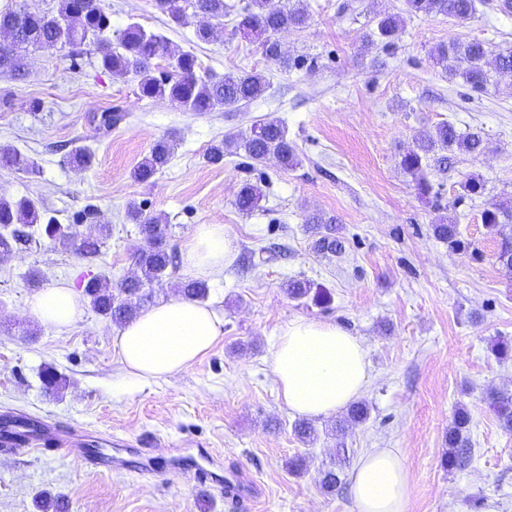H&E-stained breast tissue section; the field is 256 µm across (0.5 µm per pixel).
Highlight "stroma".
I'll return each instance as SVG.
<instances>
[{
    "mask_svg": "<svg viewBox=\"0 0 512 512\" xmlns=\"http://www.w3.org/2000/svg\"><path fill=\"white\" fill-rule=\"evenodd\" d=\"M306 2V27L279 36L291 61L285 67L234 35L231 17L215 24L210 42L199 43L194 24H171L152 0H104L113 29L136 22L163 34L193 50L203 72L265 71L269 93L231 112L200 115L140 97L133 79L112 77L89 52L73 62L59 51L25 47L27 79L0 73V146L37 164L31 174L0 170V191L38 201L63 224L96 211L78 225L82 236H97L102 224L111 228L95 255L35 235L0 257V415L47 417L133 443L154 440L157 469L149 477L105 467L91 472L53 453L0 452V512H38L39 495L67 501L70 512H236L218 492L169 467L173 449L193 456L201 447L261 487L249 512H353L349 490L327 494L320 487L322 470L336 461L337 440L328 433L336 416L314 419L317 437L302 443L271 373L276 334L296 317L336 322L369 348L371 382L362 399L370 416L346 426L350 462L370 448L398 454L410 473V512H474V499L512 512V433L487 402L489 392L512 391V360L493 352L497 341H512V273L498 264V237L481 220L492 202L512 200V90L491 84L467 94L429 55L451 41L512 47V15L481 4L464 23L408 16L393 47H368L363 38L377 13L401 12L403 0ZM34 99L40 112L29 110ZM109 110L122 113L121 123L96 130L93 116ZM272 118L285 122L297 146L295 168L273 159L251 168L238 155L220 166L205 162L215 141ZM444 122L480 129L487 139L482 156H458L445 174L426 172L461 239L481 250L479 262L435 239L438 213L398 165L399 152ZM165 138L176 142L172 161L153 185L134 181L133 168ZM82 146L94 159L79 169L66 158ZM471 175L485 191L462 196L460 183ZM247 180L264 181L267 193L262 209L250 214L234 205ZM132 200L167 217L175 252L199 224L223 225L238 249L233 264L208 280L207 303L223 317V335L160 382L129 380L115 350L118 326L91 308L64 333L26 314L35 293L27 283L31 270L46 287L137 275L131 256L140 235L125 217ZM313 214L335 218L342 255L314 251L307 222ZM262 249L273 259L261 261ZM293 278L319 284L329 302L290 299L285 284ZM48 367L65 378V389L45 390L41 373ZM460 409L471 419L474 454L467 467L451 471L442 459ZM296 457L306 464L300 475L288 469Z\"/></svg>",
    "mask_w": 512,
    "mask_h": 512,
    "instance_id": "1",
    "label": "stroma"
}]
</instances>
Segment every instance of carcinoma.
<instances>
[{"instance_id":"carcinoma-1","label":"carcinoma","mask_w":512,"mask_h":512,"mask_svg":"<svg viewBox=\"0 0 512 512\" xmlns=\"http://www.w3.org/2000/svg\"><path fill=\"white\" fill-rule=\"evenodd\" d=\"M154 7L176 25L187 23V6H192L195 16L221 21L235 13L234 31L242 38L258 43L266 59L285 66L289 60L282 53L277 35L290 29L305 27L309 20L305 0H246L233 10L225 0H153ZM404 11L410 16L443 15L459 22L474 18L476 0H404ZM402 19L397 14L377 17L374 29L365 42H375L392 47L399 39ZM112 19L103 0H61L55 12H33L17 4L0 10V72L9 71L19 80L26 78L24 57L18 54L14 42L41 50L65 52L71 61L83 54L87 47L97 55L103 69L119 78L131 77L137 82L139 95L146 99H169L192 112L200 114L216 110L236 109L263 96L270 86L260 72L226 73L222 77L201 76L197 56L181 50L161 35L147 32L133 22L116 31L111 39ZM434 64L452 82H460L479 91L490 80L512 82V48L491 54L486 43L480 40L440 43L431 51ZM164 61L161 68L157 61ZM242 150L246 158L262 163L270 157L281 166L297 165L295 143L288 138V129L280 120H268L253 125L246 134L227 136L212 145L206 154L211 165L224 163V155L231 150ZM486 150L482 132H461L450 123H442L434 131L416 139L415 147L400 154L399 166L415 182L419 198L428 199L433 185L425 171L434 168L445 172L461 154L478 157ZM174 154V144L157 141L149 154L134 169L133 177L144 184L153 183L155 175L166 167ZM0 169H17L34 172V161L22 156L15 149L0 147ZM264 197L262 186L245 181L237 195L235 205L245 213L257 208ZM128 217L138 225L141 243L132 255L134 265L141 275L131 276L120 283L118 292H112L108 276L98 275L83 282V296L98 315L123 325L139 314L149 297L144 283L161 284L169 275L174 255L167 245L168 224L165 217L145 210L142 202L131 201L127 206ZM482 223L490 229L512 223V205L492 203L482 212ZM307 223L315 226L313 247L323 254L340 255L344 242L336 236V225L320 216H312ZM35 227L40 234L64 247L94 255L102 240L110 235L107 224L100 225V238L79 237L75 224H58L44 219L35 201L27 198H10L0 192V255L13 251L19 240L13 235L17 226ZM433 235L453 251H471L480 256L478 249L459 238L457 225L445 216L432 224ZM496 260L503 268L512 271V235L502 236L497 243ZM288 297L295 300L312 298L315 302L328 300L327 293L312 287L311 283L291 280L287 284ZM181 295L191 301L208 299L209 286L200 279H188L181 285ZM490 407L507 432H512V394L492 392L488 395ZM470 417L459 410L448 428V451L444 464L448 469L465 467L473 456L469 446L467 428Z\"/></svg>"}]
</instances>
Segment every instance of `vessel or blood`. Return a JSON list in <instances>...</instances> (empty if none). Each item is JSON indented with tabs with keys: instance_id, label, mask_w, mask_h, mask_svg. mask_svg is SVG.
<instances>
[{
	"instance_id": "b4317fda",
	"label": "vessel or blood",
	"mask_w": 512,
	"mask_h": 512,
	"mask_svg": "<svg viewBox=\"0 0 512 512\" xmlns=\"http://www.w3.org/2000/svg\"><path fill=\"white\" fill-rule=\"evenodd\" d=\"M31 428L33 433L30 438L17 440L6 435L0 437V446L15 451H56L88 467L105 462L117 470L133 466L142 474L149 475L156 471L151 454L142 448H129L125 441L92 436L83 430L64 429L41 421L32 422ZM199 456V462L190 465L185 456L179 454L172 457L171 464L179 468L189 467L200 486L218 489L231 503H241L248 497H260L261 492L257 487L245 483L242 476L225 472L223 466L212 461L207 450H200Z\"/></svg>"
}]
</instances>
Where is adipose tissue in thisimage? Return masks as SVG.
Instances as JSON below:
<instances>
[{
	"instance_id": "1",
	"label": "adipose tissue",
	"mask_w": 512,
	"mask_h": 512,
	"mask_svg": "<svg viewBox=\"0 0 512 512\" xmlns=\"http://www.w3.org/2000/svg\"><path fill=\"white\" fill-rule=\"evenodd\" d=\"M237 253L223 225H197L186 245L188 273L214 276ZM27 312L42 325L68 331L81 317L73 288L53 285L33 296ZM224 321L207 305L173 299L142 312L118 332L119 360L135 381L165 378L204 356L222 335ZM271 369L289 411L326 417L357 400L371 381L368 347L340 324L304 317L279 329ZM356 512H410L409 474L391 449L372 448L357 461L351 478Z\"/></svg>"
}]
</instances>
